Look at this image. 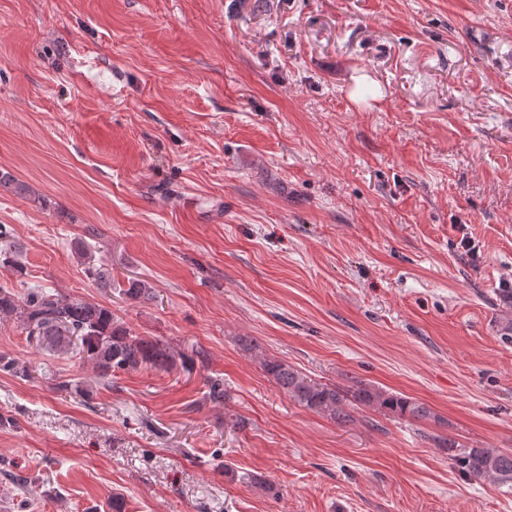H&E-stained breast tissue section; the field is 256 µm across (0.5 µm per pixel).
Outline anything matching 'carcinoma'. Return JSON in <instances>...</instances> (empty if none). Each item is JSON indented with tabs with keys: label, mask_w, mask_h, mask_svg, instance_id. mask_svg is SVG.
Wrapping results in <instances>:
<instances>
[{
	"label": "carcinoma",
	"mask_w": 512,
	"mask_h": 512,
	"mask_svg": "<svg viewBox=\"0 0 512 512\" xmlns=\"http://www.w3.org/2000/svg\"><path fill=\"white\" fill-rule=\"evenodd\" d=\"M24 195L28 187L7 172L0 171V192ZM11 229L0 224V266L23 275L19 252L10 241ZM122 295L131 301L153 298L152 288L139 280L129 282ZM0 316L17 318L27 332V339L40 348L59 354H72L94 365L102 380L112 375L136 371L143 367L168 372L177 366L179 354L150 336H140L101 304L90 303L39 286L22 293L0 287ZM263 369L292 400L307 409L348 422V405H363L380 414L397 419H436L433 409L401 393L387 392L361 382L344 389L319 383L287 362L268 357L261 361ZM0 372L30 378L32 370L7 353H0ZM442 448L448 458L465 475L512 484V453L497 448H468L455 440L444 441Z\"/></svg>",
	"instance_id": "obj_1"
}]
</instances>
